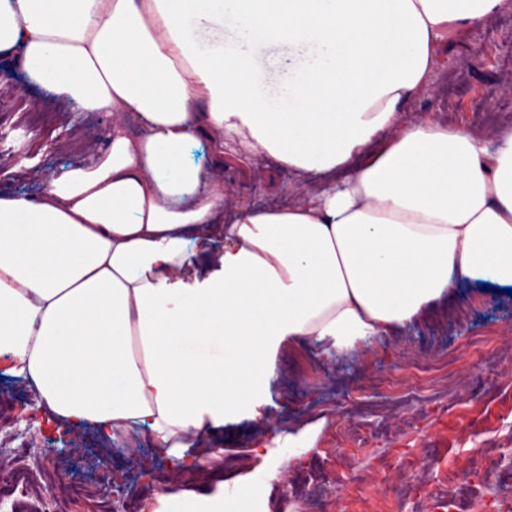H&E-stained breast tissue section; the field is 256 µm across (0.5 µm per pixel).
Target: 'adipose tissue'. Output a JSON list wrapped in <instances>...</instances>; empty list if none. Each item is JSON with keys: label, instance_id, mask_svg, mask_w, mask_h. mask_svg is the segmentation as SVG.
<instances>
[{"label": "adipose tissue", "instance_id": "1", "mask_svg": "<svg viewBox=\"0 0 512 512\" xmlns=\"http://www.w3.org/2000/svg\"><path fill=\"white\" fill-rule=\"evenodd\" d=\"M503 0H0V59L105 150L0 194V357L69 426L191 435L252 409L283 342L359 351L463 280L512 286V126L407 117L438 49ZM236 145L306 196L229 208L192 155ZM221 233L220 250L211 247ZM266 481L159 512H260Z\"/></svg>", "mask_w": 512, "mask_h": 512}]
</instances>
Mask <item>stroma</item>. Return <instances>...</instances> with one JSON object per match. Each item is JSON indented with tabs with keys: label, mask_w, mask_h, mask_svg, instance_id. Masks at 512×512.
<instances>
[{
	"label": "stroma",
	"mask_w": 512,
	"mask_h": 512,
	"mask_svg": "<svg viewBox=\"0 0 512 512\" xmlns=\"http://www.w3.org/2000/svg\"><path fill=\"white\" fill-rule=\"evenodd\" d=\"M21 95L46 121L24 127L15 100L0 102V131L9 143L31 145L24 157L0 151V194L39 193L60 166L85 159L66 141L79 134L101 151L112 128L110 113L76 115L28 84ZM409 111L441 112L478 131L512 125V0L440 48ZM221 173L235 206L278 203L296 190L272 160L255 164L240 150L226 152ZM277 360L260 416L201 433L196 448L205 464L178 479L145 441L114 453L95 428L46 420L28 383L1 371L0 412L37 447L58 449L54 469L24 457L16 466L46 491L70 485L65 512H99L109 472L126 486L134 512H155L174 486L212 489L261 466L273 473L265 512H281L292 493L307 504L328 502V512H449L452 471L466 474L478 505L512 512V296L464 283L426 320L354 357L329 359L293 342ZM347 422L359 439L341 435ZM274 430L303 432L300 458L278 449L265 460L254 456Z\"/></svg>",
	"instance_id": "stroma-1"
}]
</instances>
